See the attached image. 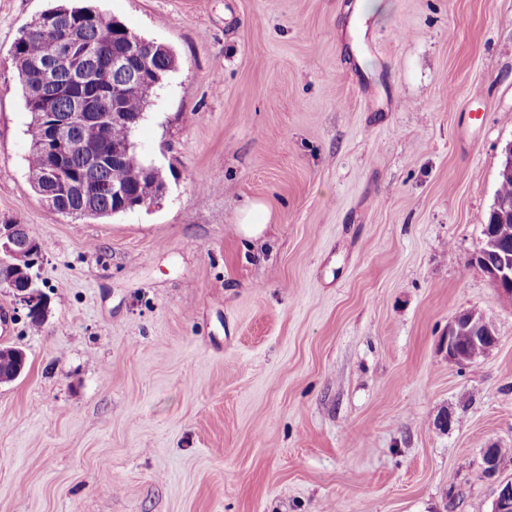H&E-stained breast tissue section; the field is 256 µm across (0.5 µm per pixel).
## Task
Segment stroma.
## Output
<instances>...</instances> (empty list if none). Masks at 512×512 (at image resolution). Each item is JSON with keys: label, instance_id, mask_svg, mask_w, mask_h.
Listing matches in <instances>:
<instances>
[{"label": "stroma", "instance_id": "stroma-1", "mask_svg": "<svg viewBox=\"0 0 512 512\" xmlns=\"http://www.w3.org/2000/svg\"><path fill=\"white\" fill-rule=\"evenodd\" d=\"M0 0L10 289L0 512H492L512 479V302L469 260L512 143V0H92L177 58L133 141L160 204L71 218L31 187ZM258 201L268 224L238 231ZM482 313L497 344L448 359ZM488 448L505 449L496 475ZM27 225L7 224L0 227V257H7L13 260L28 261L31 268L36 264V247L41 244L29 233L32 241L37 242L36 247L26 238ZM42 249V247H41ZM35 261V263H33ZM23 269L17 266H7L1 263L0 260V281L1 278L7 279L11 276H16V281H21L25 277V271L27 267L23 262ZM28 280L23 281L21 284H16L12 279L2 280L1 286L4 285L7 288L12 289L15 299L29 311L35 313H44L46 308V299L35 285V275L28 273ZM28 312L27 317L29 318L30 325L34 328H39L43 320L39 314ZM448 359L465 364L485 354L497 342L495 330L475 310L465 311L448 325ZM460 351L467 356L462 358ZM26 354L17 347L0 348V377L1 380L14 381L26 366ZM21 370V373L19 371Z\"/></svg>", "mask_w": 512, "mask_h": 512}]
</instances>
